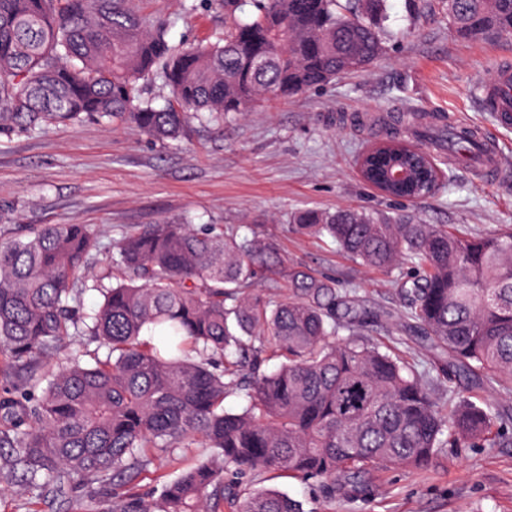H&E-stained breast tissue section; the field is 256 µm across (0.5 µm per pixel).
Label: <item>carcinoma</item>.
<instances>
[{"label": "carcinoma", "instance_id": "obj_1", "mask_svg": "<svg viewBox=\"0 0 512 512\" xmlns=\"http://www.w3.org/2000/svg\"><path fill=\"white\" fill-rule=\"evenodd\" d=\"M138 2L0 0V135L93 121L177 141L194 121H230L386 52L388 0H209L224 6V37L182 45ZM444 3L461 36L512 38V0ZM157 79L172 96L160 108L142 97ZM412 117L388 116L390 132L364 152V180L389 198L439 192L427 144L442 131L405 139L396 129ZM412 161L407 185L385 181ZM290 223L400 289L427 370L371 339L390 313L287 260L260 231L141 225L113 242L89 316L76 287L99 248L87 225L0 236V485L22 490L3 512L47 501L82 512L84 492L99 512H301L243 479H329L352 497L380 468L426 470L441 448L512 433L511 418L474 396L512 382V229L473 234L355 208L301 209ZM263 284L275 294L254 292ZM86 335L105 357L63 345ZM233 391L248 396L239 412L224 408ZM185 448L204 456L174 478L157 473L158 457Z\"/></svg>", "mask_w": 512, "mask_h": 512}]
</instances>
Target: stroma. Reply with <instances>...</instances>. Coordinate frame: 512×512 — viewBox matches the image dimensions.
Listing matches in <instances>:
<instances>
[{
  "instance_id": "1",
  "label": "stroma",
  "mask_w": 512,
  "mask_h": 512,
  "mask_svg": "<svg viewBox=\"0 0 512 512\" xmlns=\"http://www.w3.org/2000/svg\"><path fill=\"white\" fill-rule=\"evenodd\" d=\"M144 0L145 12L169 17L173 40L224 35V11L202 0ZM387 50L364 74L288 100L256 107L221 126L190 124L177 141L147 139L129 126L94 122L0 136V234L41 224L88 225L100 243L79 285L83 309L100 300L94 280L112 261V242L142 224L169 222L253 228L276 237L288 260L355 289L403 324V301L382 275L352 268L335 245L290 233L301 208L356 206L405 211L426 224L473 233L512 228V184H490L463 162L445 187L417 201L381 195L360 178L355 160L379 135L377 117L415 112L476 128L512 167V128L501 127L479 99L500 61L512 62V39L459 38L442 0H389ZM303 512H512V442L494 448H444L426 471L377 473L364 497L332 495L328 480L256 475Z\"/></svg>"
}]
</instances>
